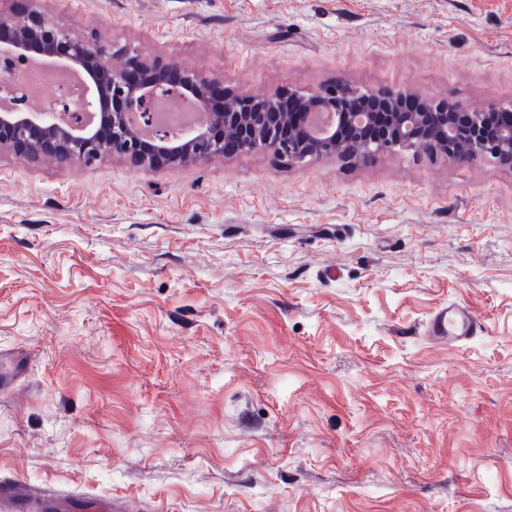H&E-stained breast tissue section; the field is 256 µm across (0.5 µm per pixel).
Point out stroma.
Listing matches in <instances>:
<instances>
[{
  "instance_id": "35a3bbf8",
  "label": "stroma",
  "mask_w": 512,
  "mask_h": 512,
  "mask_svg": "<svg viewBox=\"0 0 512 512\" xmlns=\"http://www.w3.org/2000/svg\"><path fill=\"white\" fill-rule=\"evenodd\" d=\"M225 91L512 106V0H0ZM483 329L435 344L440 306ZM0 483L56 512H512V167L0 149ZM27 366L23 357H18L16 362L8 360L0 353V393L3 394L15 387L17 382L27 374Z\"/></svg>"
}]
</instances>
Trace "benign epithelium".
Returning a JSON list of instances; mask_svg holds the SVG:
<instances>
[{
	"label": "benign epithelium",
	"mask_w": 512,
	"mask_h": 512,
	"mask_svg": "<svg viewBox=\"0 0 512 512\" xmlns=\"http://www.w3.org/2000/svg\"><path fill=\"white\" fill-rule=\"evenodd\" d=\"M10 27L14 32L12 44L22 49L31 40L39 41L53 53L59 43L67 46L60 59L68 65L83 67L92 83L84 84V97L92 112H99L101 103L109 99L119 105L114 112H100V121L112 129L108 142L99 139L96 130L80 124L74 112H1L0 146L20 149L31 154L51 155L66 164L74 158L94 160L104 150L116 151L130 157L139 165L152 164L141 152L142 142L130 133L127 114L138 112L145 125L152 123L149 96L173 92H191L202 96L209 80L186 73L177 83L157 81L139 89L127 83V72L115 73L110 65L111 45L103 38L93 42L73 36L67 29L33 13L25 19L9 23L0 14V29ZM413 97L419 108L408 112L402 101ZM368 98L383 111L385 124L372 139L343 140L344 128L361 129L373 124L378 113L349 108L350 102ZM299 104L307 111L334 116V125L321 137L308 135L296 142L282 134L283 118L275 98L224 96V111L212 116L211 122L233 130L245 150L270 149L289 166L303 163L310 157L336 154L354 165H365L379 154L397 149H414L443 154L449 162L462 164L479 155H490L504 164L512 165V121L501 125L496 132L487 131L482 113L463 111L460 104H450L431 95L400 89L371 92L346 82L323 94L297 95ZM153 143L163 152L185 151L183 159L210 158L224 154V140H216L204 129L175 144L164 131H154Z\"/></svg>",
	"instance_id": "benign-epithelium-1"
}]
</instances>
